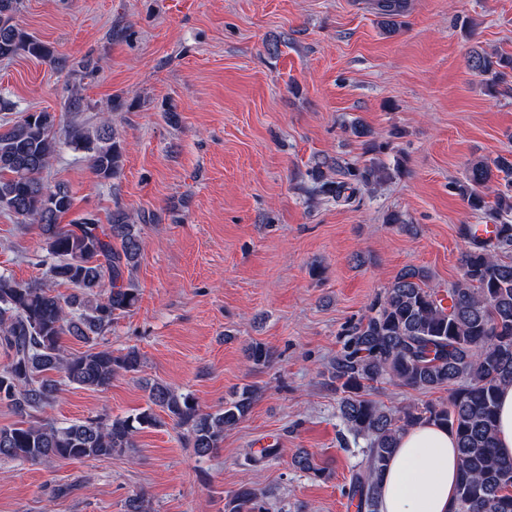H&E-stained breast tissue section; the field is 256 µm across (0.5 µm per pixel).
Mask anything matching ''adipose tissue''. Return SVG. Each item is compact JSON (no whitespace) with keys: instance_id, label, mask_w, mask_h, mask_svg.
Here are the masks:
<instances>
[{"instance_id":"adipose-tissue-1","label":"adipose tissue","mask_w":512,"mask_h":512,"mask_svg":"<svg viewBox=\"0 0 512 512\" xmlns=\"http://www.w3.org/2000/svg\"><path fill=\"white\" fill-rule=\"evenodd\" d=\"M458 467L448 429L423 423L406 430L382 475L379 512H455Z\"/></svg>"}]
</instances>
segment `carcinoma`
I'll list each match as a JSON object with an SVG mask.
<instances>
[{"label":"carcinoma","mask_w":512,"mask_h":512,"mask_svg":"<svg viewBox=\"0 0 512 512\" xmlns=\"http://www.w3.org/2000/svg\"><path fill=\"white\" fill-rule=\"evenodd\" d=\"M21 5L22 0H0V59L24 52L64 69L66 61L49 44L14 23ZM372 6L389 33L399 29L397 18L409 10L408 0H373ZM469 66L494 93L512 71V54L475 50ZM56 124V115L46 111L24 112L0 123V211L37 226L50 280L32 284L0 275V348L8 355L0 366V403L23 417L0 428V459L38 464L121 454L136 447L138 431L160 424L157 408L185 431L197 456L209 457L222 447L224 431L248 415L253 386H243L224 405L206 412L191 394L156 381L149 386L147 408L134 416L67 426L25 420L56 400L64 385L104 389L116 375L140 365L136 350L116 355L99 347L98 340L115 315L138 302L132 274L143 250L139 222H147L146 215L117 209L103 224L86 212L63 224L73 208L72 196L43 179L63 144L83 153L104 181L119 173L125 148L106 119L92 130L74 125L63 140ZM336 175L329 180L321 167L313 170L311 194L348 205L361 189L390 172L372 161L338 165ZM456 190L470 210L494 221V235L482 236L478 224L460 226L461 278L446 289L431 283L422 268H402L364 316L341 328V348L327 366L329 380L341 392L340 441H364L345 490L356 512H379L381 475L400 434L430 421L456 437L461 467L455 512H512V493L505 490L512 481V458L501 457L495 444L498 392L512 385V159L473 162ZM58 281L71 285L74 293H55L52 283ZM65 335L88 349L66 353ZM245 356L254 367L275 360L274 351L261 343L250 344ZM384 381L421 393L446 389L448 403L386 408L370 395ZM294 466L313 480L330 476V469L304 449L295 454ZM224 512L267 508L254 490L241 486L225 502Z\"/></svg>","instance_id":"1"}]
</instances>
